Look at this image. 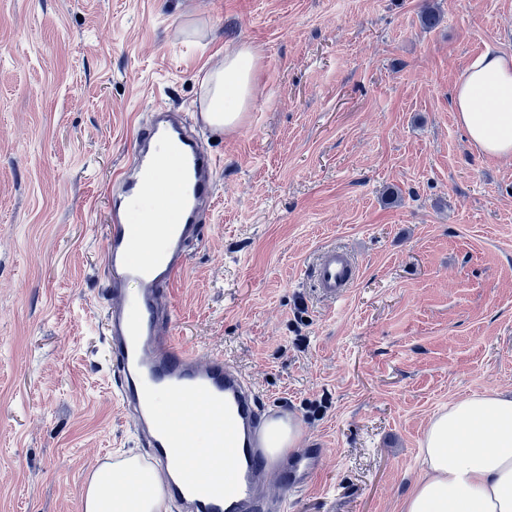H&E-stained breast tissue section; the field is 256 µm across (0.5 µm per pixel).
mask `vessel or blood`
<instances>
[{
	"mask_svg": "<svg viewBox=\"0 0 512 512\" xmlns=\"http://www.w3.org/2000/svg\"><path fill=\"white\" fill-rule=\"evenodd\" d=\"M175 170V213L155 212L152 223L131 221L133 202L166 189ZM217 160L180 119L160 107L137 132L126 174L113 184L112 222L105 251L116 278L110 288L109 353L116 363L117 396L147 443L148 461L163 477L181 512H267L266 487L283 492L307 486L324 451L306 448L284 469H273L263 450L265 413L245 376L222 356L178 347L171 336L174 309L167 288L181 273L189 244L199 241L215 199ZM161 247L141 257L146 235ZM358 265L349 250H324L312 270L322 296L343 300ZM208 431L212 448L197 468L196 435ZM233 462L223 469L220 458Z\"/></svg>",
	"mask_w": 512,
	"mask_h": 512,
	"instance_id": "vessel-or-blood-1",
	"label": "vessel or blood"
}]
</instances>
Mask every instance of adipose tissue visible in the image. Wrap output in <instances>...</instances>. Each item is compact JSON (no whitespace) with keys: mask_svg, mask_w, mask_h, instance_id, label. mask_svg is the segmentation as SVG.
Masks as SVG:
<instances>
[{"mask_svg":"<svg viewBox=\"0 0 512 512\" xmlns=\"http://www.w3.org/2000/svg\"><path fill=\"white\" fill-rule=\"evenodd\" d=\"M256 79L250 46L207 69L205 118L237 127ZM491 99L493 108L479 106ZM458 123L484 154L512 157V55L487 53L470 63L457 84ZM421 478L402 512H512V393L470 395L438 411L419 449ZM165 491L158 474L135 457L94 470L82 492L83 512H161Z\"/></svg>","mask_w":512,"mask_h":512,"instance_id":"1","label":"adipose tissue"}]
</instances>
